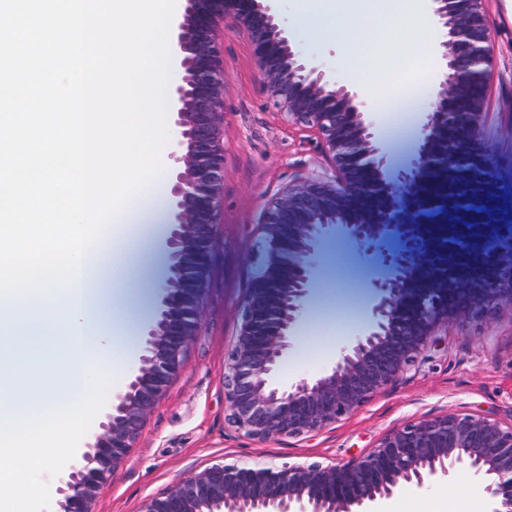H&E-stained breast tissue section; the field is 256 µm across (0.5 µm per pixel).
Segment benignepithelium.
Wrapping results in <instances>:
<instances>
[{
	"mask_svg": "<svg viewBox=\"0 0 512 512\" xmlns=\"http://www.w3.org/2000/svg\"><path fill=\"white\" fill-rule=\"evenodd\" d=\"M172 48L180 78L167 89L173 136L169 260L159 304L124 394L112 401L82 454L59 480L57 512H92L98 489L127 455L165 395L202 321L224 180V20L243 30L266 93L288 127L309 133L326 168L289 182L258 220L260 258L224 365L226 419L257 443L300 438L341 421L416 365L440 327L512 308V189L498 181L491 143L480 136L496 68L487 0H426L441 30L442 79L424 104L415 144L394 168L378 106L355 83L295 42L264 0H183ZM488 192L485 223L460 237L451 226L469 195ZM498 244L483 269L458 262L488 235ZM341 236L372 272L366 323L318 376L277 382L297 341L327 242ZM468 473L491 512L512 509V423L473 413L410 420L344 464L218 463L144 500L139 512H370L403 489L428 491Z\"/></svg>",
	"mask_w": 512,
	"mask_h": 512,
	"instance_id": "1",
	"label": "benign epithelium"
}]
</instances>
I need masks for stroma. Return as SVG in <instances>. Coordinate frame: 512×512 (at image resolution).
I'll use <instances>...</instances> for the list:
<instances>
[{
	"instance_id": "obj_1",
	"label": "stroma",
	"mask_w": 512,
	"mask_h": 512,
	"mask_svg": "<svg viewBox=\"0 0 512 512\" xmlns=\"http://www.w3.org/2000/svg\"><path fill=\"white\" fill-rule=\"evenodd\" d=\"M487 19L497 68L481 135L496 150L498 180L512 186V0H488ZM441 71L438 51H430L424 71L399 73L392 92L379 98L378 122L394 165L404 162L418 122L388 111L387 105L424 97L434 90ZM224 89L228 175L203 320L165 396L147 414L134 447L99 489L95 512H138L144 499L216 463L342 464L366 454L408 420L447 412L512 420V314L505 312L488 324L465 321L440 328L423 361L350 417L318 434L261 445L228 425L224 362L258 260L251 246L259 216L279 189L322 170L325 161L315 139L279 119L245 34L232 27L224 30ZM368 279L355 250L341 241L328 246L283 379L317 375L335 360L340 345L367 320ZM132 366V361H118L97 374L93 415L75 448L32 472L37 495L27 512H53L60 477L80 462L103 413L123 394Z\"/></svg>"
}]
</instances>
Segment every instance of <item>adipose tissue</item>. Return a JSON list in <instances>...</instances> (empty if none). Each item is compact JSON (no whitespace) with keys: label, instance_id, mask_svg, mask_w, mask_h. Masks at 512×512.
<instances>
[{"label":"adipose tissue","instance_id":"obj_1","mask_svg":"<svg viewBox=\"0 0 512 512\" xmlns=\"http://www.w3.org/2000/svg\"><path fill=\"white\" fill-rule=\"evenodd\" d=\"M291 2L295 21L333 44L346 69L374 73L376 92L428 57L422 0ZM159 215L149 196L124 205L112 221L129 233L97 239L71 286L0 300V493L18 503L35 496L28 475L48 462L38 448H68L83 433L96 374L115 356L114 314L132 297L135 261L164 231Z\"/></svg>","mask_w":512,"mask_h":512}]
</instances>
